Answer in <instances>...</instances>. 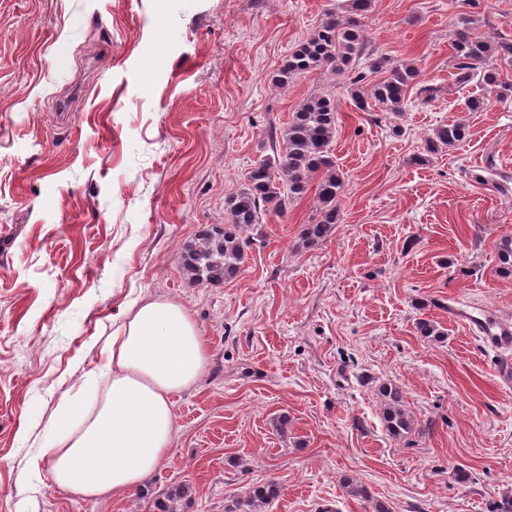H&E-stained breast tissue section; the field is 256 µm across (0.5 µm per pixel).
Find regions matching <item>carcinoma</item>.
I'll use <instances>...</instances> for the list:
<instances>
[{
	"instance_id": "carcinoma-1",
	"label": "carcinoma",
	"mask_w": 512,
	"mask_h": 512,
	"mask_svg": "<svg viewBox=\"0 0 512 512\" xmlns=\"http://www.w3.org/2000/svg\"><path fill=\"white\" fill-rule=\"evenodd\" d=\"M372 0H345L342 14L329 13L321 20L275 76L279 87H286L294 79L322 70L348 77L351 94L362 111L388 112L400 115L411 92L431 100L438 89L418 85L419 71L409 63H388L373 58L368 64L372 74L385 73L370 88H365V75L356 72L355 62L366 46L364 19ZM472 19L461 17L453 39V69L455 84L465 88L476 81L496 98L512 99V76H504L502 68H512V41L487 40L471 31ZM336 136V101L331 97L315 95L303 102L284 129L273 155L256 163L246 174L241 187L224 198V223L211 224L200 238L182 249L181 263L186 273L199 284H216L235 276L245 261L246 242L242 234L260 223L266 211L283 213L288 204L301 198L316 182V214L305 225L304 240L315 244L324 239L334 225L340 223V196L344 176L333 159L332 144ZM467 136L461 122L442 124L425 139L424 151L437 154L454 147ZM500 269L512 273V238L505 237L498 246ZM418 334L437 340L444 332L431 319L416 322ZM382 420L388 433L395 439L407 437L413 431V420L404 408V396L399 386L379 388ZM341 487L344 493L370 504L372 512H390L388 505L371 498L367 489L356 480L345 477ZM278 495L275 484L256 488L240 501L243 512H266L267 506Z\"/></svg>"
}]
</instances>
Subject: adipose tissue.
Listing matches in <instances>:
<instances>
[{
	"label": "adipose tissue",
	"instance_id": "1",
	"mask_svg": "<svg viewBox=\"0 0 512 512\" xmlns=\"http://www.w3.org/2000/svg\"><path fill=\"white\" fill-rule=\"evenodd\" d=\"M207 362L206 338L183 305L134 303L104 368L58 404L49 422L56 438L33 466L48 464L53 486L87 499L143 492L171 452V397L192 386Z\"/></svg>",
	"mask_w": 512,
	"mask_h": 512
}]
</instances>
